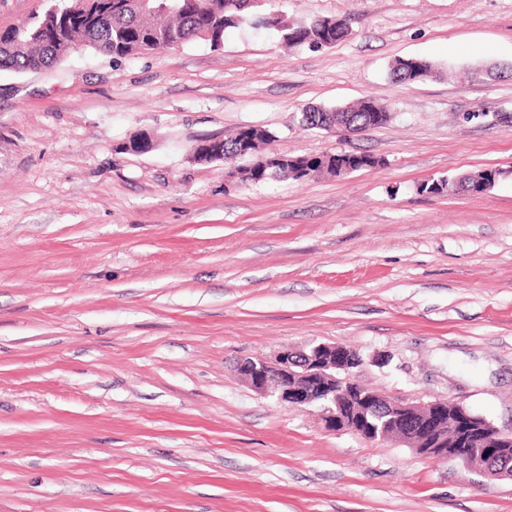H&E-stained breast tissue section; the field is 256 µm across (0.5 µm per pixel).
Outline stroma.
I'll use <instances>...</instances> for the list:
<instances>
[{"mask_svg": "<svg viewBox=\"0 0 512 512\" xmlns=\"http://www.w3.org/2000/svg\"><path fill=\"white\" fill-rule=\"evenodd\" d=\"M278 5L348 34L0 70V512H512V479L328 430L234 369L342 344L382 396L512 432V0ZM407 57L444 73L392 81ZM363 97L390 120L299 123ZM247 125L379 164L242 185L193 159ZM483 169L480 195L417 190Z\"/></svg>", "mask_w": 512, "mask_h": 512, "instance_id": "stroma-1", "label": "stroma"}]
</instances>
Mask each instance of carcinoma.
Masks as SVG:
<instances>
[{
	"label": "carcinoma",
	"mask_w": 512,
	"mask_h": 512,
	"mask_svg": "<svg viewBox=\"0 0 512 512\" xmlns=\"http://www.w3.org/2000/svg\"><path fill=\"white\" fill-rule=\"evenodd\" d=\"M261 0H180L182 8L165 17L150 13L136 14L131 9H112V17L91 23L80 13L70 9L71 0H48L42 14L19 27L0 31V70L25 73L50 67L68 54L79 49L95 52L104 48L112 57L125 58L152 49H170L198 40L196 32L209 35L213 46L224 44V33L243 25L253 28L274 29L281 35L286 47L308 46L319 49L324 44L342 40L347 32L332 18L308 22L288 20L281 12L270 8L257 10ZM440 74V67L420 58L398 59L391 67L390 77L396 82L417 83ZM349 116L354 127L371 129L380 126L370 121L373 114L387 108L371 98H364L345 107L320 109ZM240 127L230 135L215 140L212 153L200 157L202 161L221 160L232 164L263 151V145L273 139L266 132L265 139L247 153L238 151V144L246 136ZM311 174L337 175L336 166L326 155L309 156ZM419 191L428 194H453L455 181L440 179L420 184Z\"/></svg>",
	"instance_id": "cac0c4a2"
}]
</instances>
